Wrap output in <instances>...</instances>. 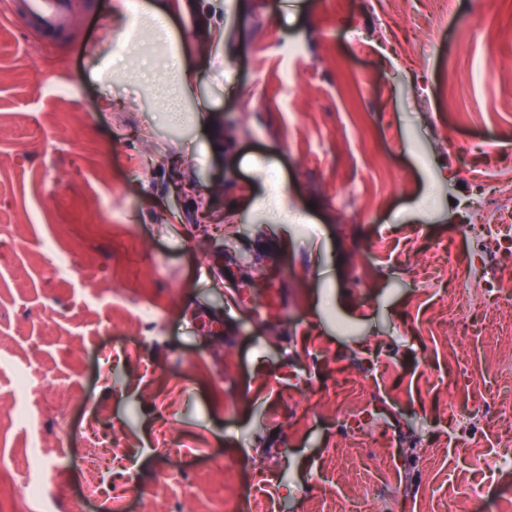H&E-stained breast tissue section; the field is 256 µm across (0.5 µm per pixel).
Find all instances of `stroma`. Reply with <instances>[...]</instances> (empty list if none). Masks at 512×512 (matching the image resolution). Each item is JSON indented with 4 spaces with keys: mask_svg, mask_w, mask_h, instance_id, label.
<instances>
[{
    "mask_svg": "<svg viewBox=\"0 0 512 512\" xmlns=\"http://www.w3.org/2000/svg\"><path fill=\"white\" fill-rule=\"evenodd\" d=\"M165 6L195 76L181 98L117 64L163 57L138 40L140 14ZM69 10L62 37L0 19V404L18 415L0 460L24 468L28 444L64 422L80 440L101 402L112 420L95 434L120 453L94 498L74 458L46 469L52 512L74 498L107 512L118 488L128 512L159 487L175 507L195 484L219 512L250 497L262 512H316L357 484L330 463L336 423L320 408L352 377L373 404L351 428L389 446L404 487L447 512L485 485L477 510L493 512L512 494V419L480 420L476 447L459 448L455 417L512 405L490 359L512 300L482 286L490 269L512 272V247L474 246L462 227L512 185V0H454L442 21L435 0ZM200 177L224 186L209 248L198 195L179 188ZM369 197L383 204L357 222ZM60 225L94 257L82 273L50 269ZM457 288L471 305L448 336L442 303ZM33 369L45 389L19 385Z\"/></svg>",
    "mask_w": 512,
    "mask_h": 512,
    "instance_id": "35a3bbf8",
    "label": "stroma"
}]
</instances>
